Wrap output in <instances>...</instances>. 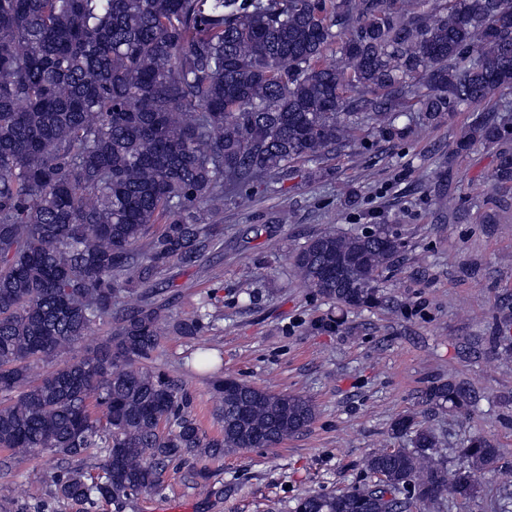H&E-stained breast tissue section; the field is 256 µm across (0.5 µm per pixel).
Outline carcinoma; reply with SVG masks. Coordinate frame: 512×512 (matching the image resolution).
<instances>
[{"label":"carcinoma","mask_w":512,"mask_h":512,"mask_svg":"<svg viewBox=\"0 0 512 512\" xmlns=\"http://www.w3.org/2000/svg\"><path fill=\"white\" fill-rule=\"evenodd\" d=\"M0 0V448L68 458L58 504L124 505L159 493L169 466L270 447L315 408L232 377L213 382L220 433L204 435L183 383L154 365L166 335L155 285L202 266L224 225L200 212L240 205L298 162H320L365 127L401 136L473 113L459 143L492 147L506 124L485 107L512 93V0ZM336 53V63L327 53ZM512 183V148L499 153ZM378 227L323 232L292 256L318 294L360 307L399 253ZM102 342L71 354L95 325ZM52 363L29 380L33 361ZM463 386L427 401L456 412ZM103 409L104 418L94 415ZM408 448L365 460L378 483L311 493L295 512H410L482 494L473 472L501 451L482 436L452 468L436 434L401 417ZM95 455L96 462L87 465Z\"/></svg>","instance_id":"cac0c4a2"}]
</instances>
